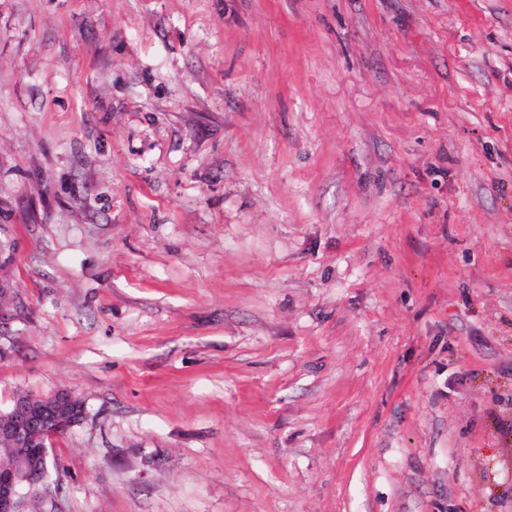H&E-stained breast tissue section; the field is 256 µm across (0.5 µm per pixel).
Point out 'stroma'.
Returning a JSON list of instances; mask_svg holds the SVG:
<instances>
[{
  "mask_svg": "<svg viewBox=\"0 0 512 512\" xmlns=\"http://www.w3.org/2000/svg\"><path fill=\"white\" fill-rule=\"evenodd\" d=\"M24 512H512V0H0ZM83 401L69 390L50 396L19 395L11 407L0 411V446L9 461L0 464V512H23L21 488L43 482L47 475L49 443L59 431L82 422ZM47 480L32 489L46 494Z\"/></svg>",
  "mask_w": 512,
  "mask_h": 512,
  "instance_id": "1",
  "label": "stroma"
}]
</instances>
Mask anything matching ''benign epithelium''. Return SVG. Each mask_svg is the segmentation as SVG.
<instances>
[{
	"label": "benign epithelium",
	"instance_id": "7a95c632",
	"mask_svg": "<svg viewBox=\"0 0 512 512\" xmlns=\"http://www.w3.org/2000/svg\"><path fill=\"white\" fill-rule=\"evenodd\" d=\"M85 415L83 401L69 390L20 395L8 410L0 411V448L9 456L0 464V512H23L21 488L46 479L50 440Z\"/></svg>",
	"mask_w": 512,
	"mask_h": 512
}]
</instances>
